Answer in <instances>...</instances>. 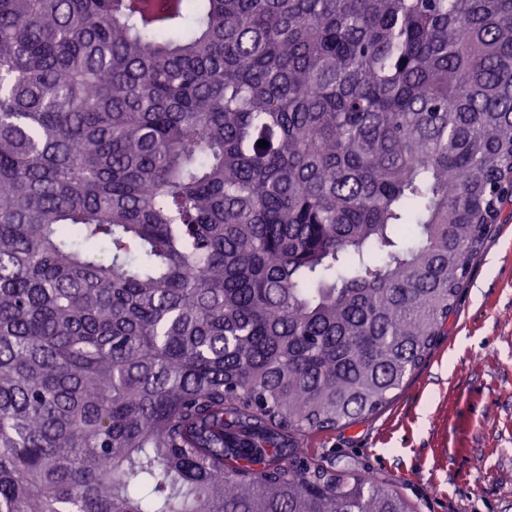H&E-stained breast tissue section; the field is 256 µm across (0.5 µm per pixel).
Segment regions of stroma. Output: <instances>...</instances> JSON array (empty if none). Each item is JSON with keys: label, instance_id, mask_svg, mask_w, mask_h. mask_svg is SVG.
Masks as SVG:
<instances>
[{"label": "stroma", "instance_id": "1", "mask_svg": "<svg viewBox=\"0 0 512 512\" xmlns=\"http://www.w3.org/2000/svg\"><path fill=\"white\" fill-rule=\"evenodd\" d=\"M306 446L325 468L397 486L414 512H512V203L402 391Z\"/></svg>", "mask_w": 512, "mask_h": 512}]
</instances>
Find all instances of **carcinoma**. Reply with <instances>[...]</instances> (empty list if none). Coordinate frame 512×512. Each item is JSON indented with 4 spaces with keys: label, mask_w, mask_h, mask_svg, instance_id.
<instances>
[{
    "label": "carcinoma",
    "mask_w": 512,
    "mask_h": 512,
    "mask_svg": "<svg viewBox=\"0 0 512 512\" xmlns=\"http://www.w3.org/2000/svg\"><path fill=\"white\" fill-rule=\"evenodd\" d=\"M511 201L512 0H0V512H412L304 441Z\"/></svg>",
    "instance_id": "carcinoma-1"
}]
</instances>
